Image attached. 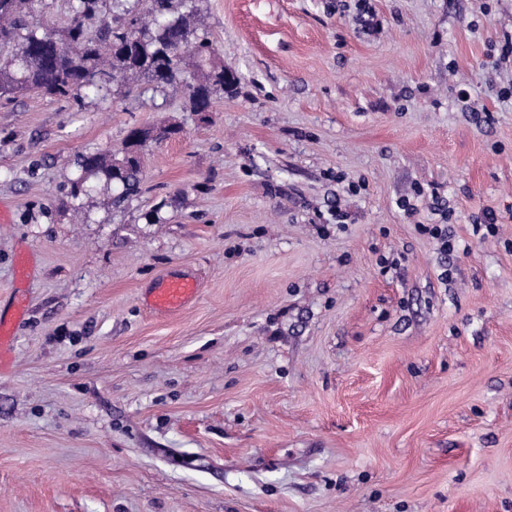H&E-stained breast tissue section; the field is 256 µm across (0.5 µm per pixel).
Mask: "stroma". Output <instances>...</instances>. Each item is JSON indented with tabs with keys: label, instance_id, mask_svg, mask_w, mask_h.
I'll return each instance as SVG.
<instances>
[{
	"label": "stroma",
	"instance_id": "1",
	"mask_svg": "<svg viewBox=\"0 0 512 512\" xmlns=\"http://www.w3.org/2000/svg\"><path fill=\"white\" fill-rule=\"evenodd\" d=\"M199 8L211 111L0 101V512H512V0ZM146 137V132L137 129V127H133L128 131L121 157L125 153L127 155L130 154V156L126 158L123 166L116 169L112 159L121 157H116V155L107 157L101 153L83 155L78 162L81 176L71 182L70 193L74 196L87 193L90 190L89 180L98 173H102L108 181H112L120 190L114 199L116 204H120L131 196L137 195L140 189L142 173L141 148L148 141ZM197 293V281L189 274H171L163 277L151 291L148 305L157 311L181 309L190 303Z\"/></svg>",
	"mask_w": 512,
	"mask_h": 512
}]
</instances>
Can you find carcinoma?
<instances>
[{
  "mask_svg": "<svg viewBox=\"0 0 512 512\" xmlns=\"http://www.w3.org/2000/svg\"><path fill=\"white\" fill-rule=\"evenodd\" d=\"M109 3L110 19L90 33L84 20ZM141 0H73L72 16L64 34L44 30L36 20L37 0H0V47L12 48V57L0 64V99L8 101L19 88L36 90L58 99H77L82 91L99 93L115 79L134 90L138 82H154V89L183 86L192 111L199 102L218 92L232 93L238 79L224 65L213 62V42L203 35L193 36L189 19L197 16L196 0H146L145 13L136 10ZM59 44V54L49 60L40 44L51 39ZM183 49L182 61L174 65L165 57ZM147 134L131 128L122 153L128 154L116 168L112 157L101 153L83 155L81 176L71 182L70 193L77 196L90 190L89 180L101 173L119 189L114 202L120 204L138 194L141 184V148Z\"/></svg>",
  "mask_w": 512,
  "mask_h": 512,
  "instance_id": "carcinoma-1",
  "label": "carcinoma"
}]
</instances>
